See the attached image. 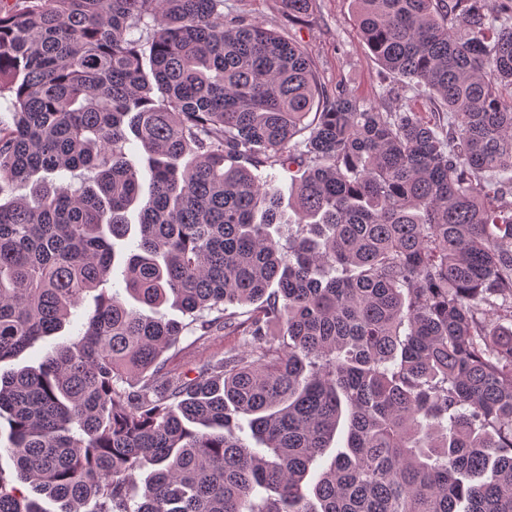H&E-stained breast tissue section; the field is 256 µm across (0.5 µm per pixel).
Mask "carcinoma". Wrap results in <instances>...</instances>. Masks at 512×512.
Instances as JSON below:
<instances>
[{
    "mask_svg": "<svg viewBox=\"0 0 512 512\" xmlns=\"http://www.w3.org/2000/svg\"><path fill=\"white\" fill-rule=\"evenodd\" d=\"M354 4L448 128L325 92L224 0H0V363L93 299L0 375V512H512V0ZM186 336L239 348L191 377ZM267 188L270 190H277L281 193V214H282V224L279 227L274 226L271 231L275 237H277L276 232H279V235L283 237V240L288 237V232L296 229V224H288L294 223L295 213L293 208L290 206V190H289V181L288 175L280 174L277 172V176L275 178L267 179ZM288 225H290L288 227ZM289 229V231H288ZM93 302L88 298L85 304L75 311V314L70 318V324L56 336L48 338L45 342H41L34 348L28 350L18 360L12 362L1 363V372L10 368H19L25 365L36 366L43 357L52 350V347L57 344L68 342L74 336H77L80 325L83 322L85 312L91 308ZM191 341L192 338H183L179 345L166 352L164 357H169V360L173 365L184 370L193 369L194 364L197 361V353L194 347H189V343Z\"/></svg>",
    "mask_w": 512,
    "mask_h": 512,
    "instance_id": "1",
    "label": "carcinoma"
}]
</instances>
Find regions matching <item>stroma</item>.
I'll list each match as a JSON object with an SVG mask.
<instances>
[{
	"label": "stroma",
	"mask_w": 512,
	"mask_h": 512,
	"mask_svg": "<svg viewBox=\"0 0 512 512\" xmlns=\"http://www.w3.org/2000/svg\"><path fill=\"white\" fill-rule=\"evenodd\" d=\"M225 16L242 15L307 47L325 88L343 87L367 107L411 110L435 125L447 116L439 102L401 87L361 40L352 0H314L308 16L288 23L283 0H224Z\"/></svg>",
	"instance_id": "obj_1"
}]
</instances>
